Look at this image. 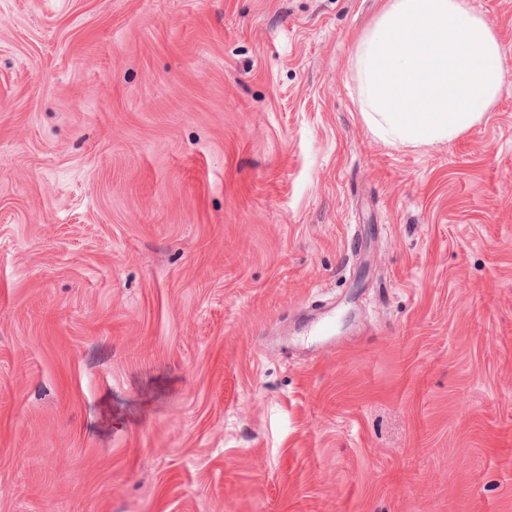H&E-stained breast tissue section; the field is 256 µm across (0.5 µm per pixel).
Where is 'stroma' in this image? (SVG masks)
Wrapping results in <instances>:
<instances>
[{
  "instance_id": "stroma-1",
  "label": "stroma",
  "mask_w": 512,
  "mask_h": 512,
  "mask_svg": "<svg viewBox=\"0 0 512 512\" xmlns=\"http://www.w3.org/2000/svg\"><path fill=\"white\" fill-rule=\"evenodd\" d=\"M383 2L0 0V512H512V0L423 146ZM350 68L366 124L392 144L452 141L502 91L498 38L469 0H388Z\"/></svg>"
}]
</instances>
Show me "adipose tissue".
<instances>
[{"label":"adipose tissue","instance_id":"1","mask_svg":"<svg viewBox=\"0 0 512 512\" xmlns=\"http://www.w3.org/2000/svg\"><path fill=\"white\" fill-rule=\"evenodd\" d=\"M350 68L366 124L392 144L452 141L502 91L498 38L470 0H388Z\"/></svg>","mask_w":512,"mask_h":512}]
</instances>
